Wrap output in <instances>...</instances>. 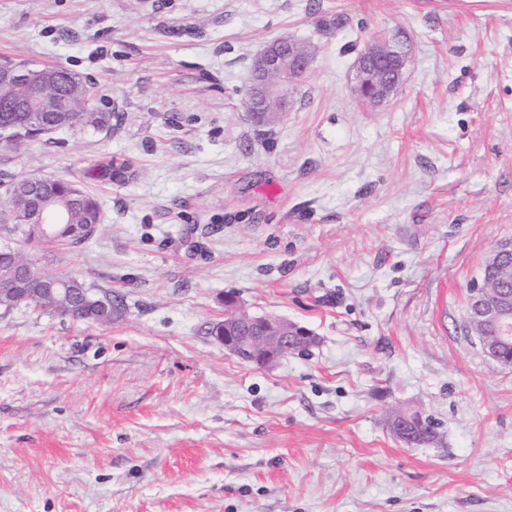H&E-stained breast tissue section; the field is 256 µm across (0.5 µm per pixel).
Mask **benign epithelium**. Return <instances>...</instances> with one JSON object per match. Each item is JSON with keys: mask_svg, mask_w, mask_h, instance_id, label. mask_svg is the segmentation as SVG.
I'll return each mask as SVG.
<instances>
[{"mask_svg": "<svg viewBox=\"0 0 512 512\" xmlns=\"http://www.w3.org/2000/svg\"><path fill=\"white\" fill-rule=\"evenodd\" d=\"M401 55L384 47H369L356 63L355 93L362 101L375 104L379 99L371 92L388 84L399 74ZM308 52L286 39H279L262 51L254 61L252 82L247 107L263 114L266 120H278L281 105L274 99L271 81L281 78L290 83L300 79L308 67ZM37 72L22 70L8 63H0V80L11 84L26 83L33 88V99L20 101L25 112H60L64 108L62 96L57 91L46 94L42 84L34 82ZM512 266V242L497 246L491 253L490 264L470 288L469 318L493 330L492 337L482 342L484 354L496 358L503 338L502 327L512 323V293L502 292L490 301L484 294V281L491 277L506 279ZM217 340L241 361L269 365L312 346L316 337L307 328L272 315H251L245 311L233 295L224 298V322L222 335Z\"/></svg>", "mask_w": 512, "mask_h": 512, "instance_id": "obj_1", "label": "benign epithelium"}]
</instances>
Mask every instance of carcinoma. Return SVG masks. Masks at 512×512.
Here are the masks:
<instances>
[{
    "instance_id": "obj_1",
    "label": "carcinoma",
    "mask_w": 512,
    "mask_h": 512,
    "mask_svg": "<svg viewBox=\"0 0 512 512\" xmlns=\"http://www.w3.org/2000/svg\"><path fill=\"white\" fill-rule=\"evenodd\" d=\"M49 72H59L69 80L64 87L67 95L66 111L44 112L41 123L32 127L30 115L27 112H6L4 101L7 99H23L27 97L31 88L24 85L0 84V126L9 128L15 137H32L38 134L74 127L77 125H105L111 122L112 114L96 112L93 108V94L89 86L78 76L60 66H47ZM38 180L34 178L19 179L11 182L6 190L12 219H17L20 212L39 204L48 212L57 216L50 224V235L44 236L31 224L23 225L0 224V234L17 235L26 243L38 242L53 244L65 242L78 246L86 242L96 231L102 221V214L97 200L87 191L69 180L55 178L38 192ZM86 283L74 276L50 273L38 268L21 251H0V289L2 288H58L60 292L49 298L41 299L40 310L54 313L59 307L71 308L69 316L76 321L110 322L112 312L117 306L109 304L106 311L100 316L91 315L92 308L83 305H72L68 288H84ZM438 436L437 424L430 418L417 421L408 437V445L430 444Z\"/></svg>"
}]
</instances>
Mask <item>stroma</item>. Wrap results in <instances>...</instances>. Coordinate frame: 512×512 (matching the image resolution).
<instances>
[{"label":"stroma","mask_w":512,"mask_h":512,"mask_svg":"<svg viewBox=\"0 0 512 512\" xmlns=\"http://www.w3.org/2000/svg\"><path fill=\"white\" fill-rule=\"evenodd\" d=\"M308 2L0 0V58L112 115L0 139L1 183L63 177L102 211L80 246L8 244L122 299L107 323L0 309V512H512V367L463 329L512 240V0ZM279 38L310 62L261 126ZM378 43L406 65L364 105ZM228 294L317 344L240 361L209 333ZM404 410L438 441L402 443ZM308 59L306 50L286 39H279L267 46L254 61L247 107L263 114L268 122L275 123L282 109L274 99L272 79L283 77L285 84L300 79L306 72Z\"/></svg>","instance_id":"obj_1"}]
</instances>
